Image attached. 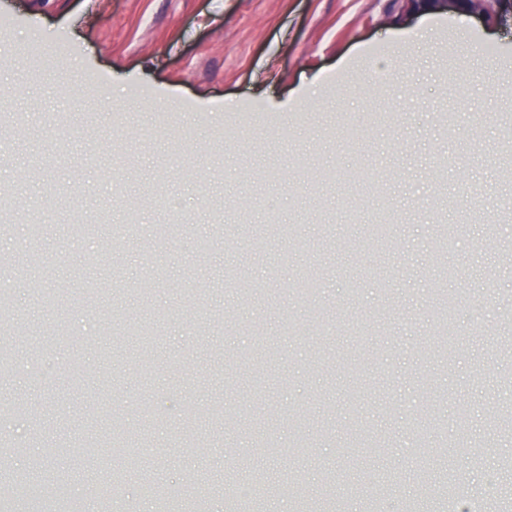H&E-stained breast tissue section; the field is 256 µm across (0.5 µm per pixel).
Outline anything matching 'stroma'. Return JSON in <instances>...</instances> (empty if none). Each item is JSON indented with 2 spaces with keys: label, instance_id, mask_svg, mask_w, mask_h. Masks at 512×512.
Returning <instances> with one entry per match:
<instances>
[{
  "label": "stroma",
  "instance_id": "35a3bbf8",
  "mask_svg": "<svg viewBox=\"0 0 512 512\" xmlns=\"http://www.w3.org/2000/svg\"><path fill=\"white\" fill-rule=\"evenodd\" d=\"M396 29L415 39L402 57ZM0 110L27 125L14 141L0 124L15 323L0 405L26 406L0 432L35 441L14 470L36 457L82 490L93 468L121 512H154L140 485L155 479L164 499L226 512L256 470L337 494L346 512H442L446 491L479 495L490 474L485 512L506 507L512 22L406 14L399 0H0ZM329 168L338 180L321 186ZM81 201L105 225L133 213L138 244L73 239ZM271 211L311 247L255 230L242 255L239 224ZM375 224L391 228L387 251L367 241ZM449 231L456 249L435 253ZM208 232L202 256L192 239ZM313 270L321 330L271 329L304 313L293 291ZM115 307L124 325H107ZM146 313L159 321L148 369L127 333ZM436 387L448 400L434 408L422 394ZM257 415L274 424L266 455L227 465L225 442L255 445ZM299 415L313 445L292 455ZM117 428L137 438L141 472L113 453Z\"/></svg>",
  "mask_w": 512,
  "mask_h": 512
}]
</instances>
